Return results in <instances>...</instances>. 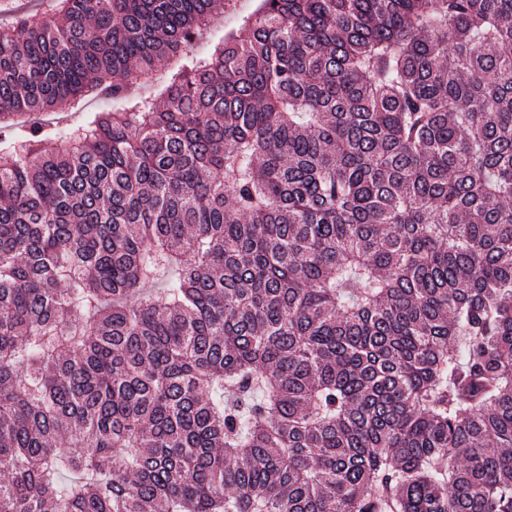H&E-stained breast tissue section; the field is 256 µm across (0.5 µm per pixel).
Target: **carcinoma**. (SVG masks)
<instances>
[{"instance_id": "1", "label": "carcinoma", "mask_w": 512, "mask_h": 512, "mask_svg": "<svg viewBox=\"0 0 512 512\" xmlns=\"http://www.w3.org/2000/svg\"><path fill=\"white\" fill-rule=\"evenodd\" d=\"M41 6L0 0V512H512V0H260L207 56L233 0ZM112 110V102L97 98H86L77 107L69 109V112H57L51 117V122L59 127L80 123L93 115L94 112Z\"/></svg>"}]
</instances>
